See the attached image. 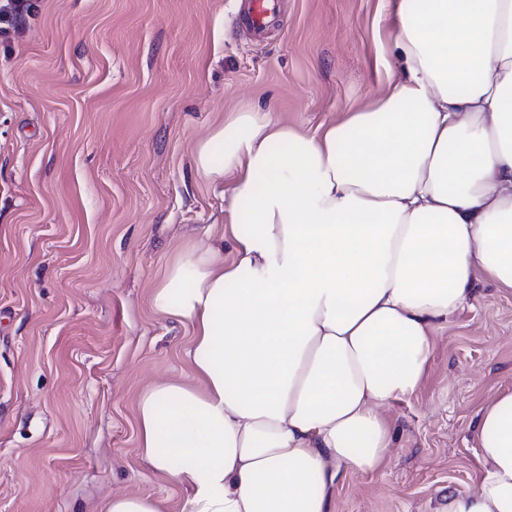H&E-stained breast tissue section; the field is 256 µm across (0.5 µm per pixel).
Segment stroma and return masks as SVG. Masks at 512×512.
Instances as JSON below:
<instances>
[{
    "mask_svg": "<svg viewBox=\"0 0 512 512\" xmlns=\"http://www.w3.org/2000/svg\"><path fill=\"white\" fill-rule=\"evenodd\" d=\"M0 32V512H92L176 497L136 458V403L187 372L185 327L150 298L221 217L192 151L240 104L311 132L387 89L391 0H34ZM512 389V292L488 281L438 331L427 378L389 417L384 466L336 512H427L467 492L473 424ZM277 8V0H249L247 19L251 30L260 36L272 21ZM93 512H171L167 501L151 495L125 492L101 501Z\"/></svg>",
    "mask_w": 512,
    "mask_h": 512,
    "instance_id": "35a3bbf8",
    "label": "stroma"
}]
</instances>
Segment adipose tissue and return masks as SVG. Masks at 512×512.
<instances>
[{
    "label": "adipose tissue",
    "mask_w": 512,
    "mask_h": 512,
    "mask_svg": "<svg viewBox=\"0 0 512 512\" xmlns=\"http://www.w3.org/2000/svg\"><path fill=\"white\" fill-rule=\"evenodd\" d=\"M400 75L307 133L244 105L200 141L225 206L151 305L189 331L188 374L144 390L137 457L176 509L125 492L98 512H335L342 473L392 446L434 337L478 279L512 291V0H393ZM476 488L431 512H512V389L474 426Z\"/></svg>",
    "instance_id": "adipose-tissue-1"
}]
</instances>
